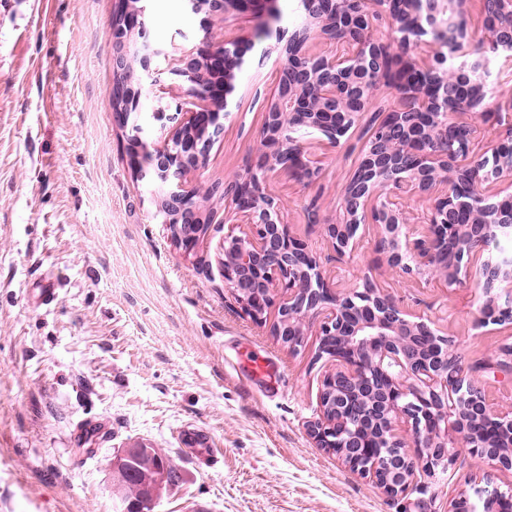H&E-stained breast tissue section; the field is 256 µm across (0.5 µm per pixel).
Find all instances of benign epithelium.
Returning a JSON list of instances; mask_svg holds the SVG:
<instances>
[{
  "label": "benign epithelium",
  "mask_w": 512,
  "mask_h": 512,
  "mask_svg": "<svg viewBox=\"0 0 512 512\" xmlns=\"http://www.w3.org/2000/svg\"><path fill=\"white\" fill-rule=\"evenodd\" d=\"M469 0H400L410 19L398 43L436 45L427 70L411 63L392 74L387 68L392 44L368 40L364 32L382 17L394 18L391 0H305L309 23L280 51L281 70L302 72V82L280 84L267 112L263 160L243 177L207 189L224 199V208L251 226L250 235L224 238V284L257 324L266 322L277 288L279 303L271 334L291 351L302 347L317 327L316 360L333 369L321 380L319 412L307 422L316 445L335 454L351 471L370 478L387 495L421 490L417 479L449 471L459 449L495 470L512 469V404L491 403L455 354V345L439 333L425 313L401 307L370 272L364 287L336 288L323 275L313 249L295 236L282 206L266 191L268 175L287 170L308 184L318 168L299 145L301 130L319 131L337 145L368 111L377 85L390 80L398 105L378 114L365 155L340 189L339 218L323 225L337 259L351 253L360 225L377 228L375 251L387 269L409 280L446 288H479L475 324L484 327L512 320V259L485 254L512 226V194L490 200L488 189L512 188V103L508 111L491 107L487 63L468 52L471 35L464 23ZM260 0H188L190 12L222 17L256 9ZM144 0H120L110 26L113 70L122 77L127 126L141 105L142 80L155 86L170 72L186 84V98L153 110L157 121L172 110L188 112V121L160 147L145 153L151 178L162 194L155 207L189 249L211 223L210 209L193 202L201 189L190 174L204 164L223 129L235 72L244 60L234 41L200 46L177 59L169 70L158 62L167 52L146 39ZM345 41L348 51L301 52L307 41ZM492 52L512 55V26L489 33ZM452 50V55L443 48ZM493 117L508 127L507 136L490 138L489 149L474 155L480 129L461 116ZM424 195L430 207L411 222L407 200ZM466 212L469 220L460 222ZM152 455L144 444L116 448L110 459L112 493L119 512H155L171 487L167 470L148 468V494L133 502L120 498L118 480L135 462ZM512 496L491 477L454 499L469 512H505Z\"/></svg>",
  "instance_id": "obj_1"
}]
</instances>
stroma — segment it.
Here are the masks:
<instances>
[{"label": "stroma", "mask_w": 512, "mask_h": 512, "mask_svg": "<svg viewBox=\"0 0 512 512\" xmlns=\"http://www.w3.org/2000/svg\"><path fill=\"white\" fill-rule=\"evenodd\" d=\"M115 0H0V512H115L113 448L145 443L177 464L182 481L155 512H448L467 481L492 477L512 490V470L487 472L460 454L449 472L422 477L423 493L393 499L318 448L306 424L330 364L315 361L318 338L299 351L254 323L224 286L223 245L248 225L212 202L213 222L192 253L175 246L152 199L157 183L136 175L128 129L111 103ZM146 36L170 59L203 35L237 42L245 61L223 134L193 179L203 185L254 167L265 112L279 86L277 49L306 23L301 0H264L266 33L251 15L205 20L185 0H146ZM483 0L466 15L473 53L489 57V83L512 90V60L487 41ZM367 122L339 145L318 133L301 144L320 167L310 184L272 174L269 194L294 234L306 239L328 279L353 286L375 259V229L336 260L322 221H335L337 192L357 168ZM382 286L428 312L490 401L512 399V375L487 370L512 345V322L474 323L478 291L398 276ZM52 284L55 299L37 305ZM281 372L267 397L235 370L243 348ZM224 450L209 469L183 450L187 429Z\"/></svg>", "instance_id": "obj_1"}]
</instances>
